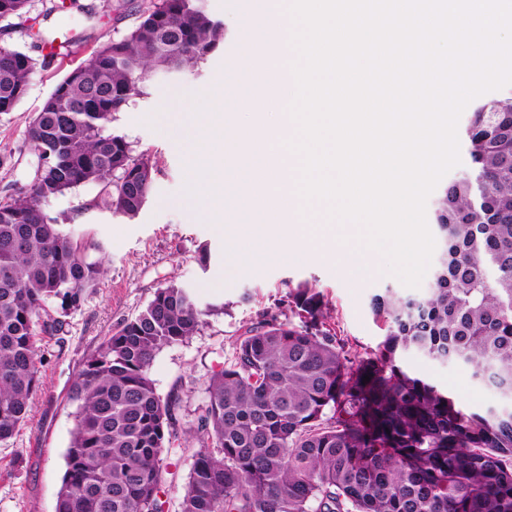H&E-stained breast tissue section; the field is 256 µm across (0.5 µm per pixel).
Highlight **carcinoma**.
Wrapping results in <instances>:
<instances>
[{
  "mask_svg": "<svg viewBox=\"0 0 512 512\" xmlns=\"http://www.w3.org/2000/svg\"><path fill=\"white\" fill-rule=\"evenodd\" d=\"M203 0H151L124 37L97 47L32 116V179L0 200V442L27 422L42 386L43 336L98 288L104 263L75 216L45 206L84 185V205L134 218L155 164L107 128L155 75L197 67L224 37ZM30 0H0V22L27 21ZM38 62L0 46V113L26 96ZM470 175L435 210L440 253L420 297L371 300L385 339L359 354L338 337L316 289L300 286L264 310L207 382L196 427L180 435V398H162L149 370L157 350L224 312L184 285L106 337L73 381L75 405L55 512H163L165 452L184 440L194 463L181 512H512V414L460 407L409 375L407 352L464 364L512 392V96L478 106L466 128ZM368 382H363L364 376Z\"/></svg>",
  "mask_w": 512,
  "mask_h": 512,
  "instance_id": "obj_1",
  "label": "carcinoma"
}]
</instances>
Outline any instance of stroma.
<instances>
[{"instance_id":"stroma-1","label":"stroma","mask_w":512,"mask_h":512,"mask_svg":"<svg viewBox=\"0 0 512 512\" xmlns=\"http://www.w3.org/2000/svg\"><path fill=\"white\" fill-rule=\"evenodd\" d=\"M143 0H64L51 10L50 0H31L27 27L0 24V45L19 48L38 62L28 93L13 112L0 114V198L12 186L33 176L36 157L25 141L30 118L38 112L55 84L72 68L86 62L102 43L124 37L137 23ZM209 13L224 24V41L196 74L155 78L145 97L119 113L112 131L125 135L138 151L155 161L152 192L133 219L89 207L96 186L78 187L53 199L50 215H74L77 233L98 241L106 274L95 293L66 318L63 343L46 337L40 342L45 357L43 384L33 401L30 419L9 440L0 442V512H55L65 471V453L74 424L69 389L86 358L118 325L142 311L155 290L177 281L201 303L221 304L224 314L188 340L163 346L156 354L150 377L160 396L181 399L180 428L196 425L195 409L207 398L206 381L233 359L237 338L260 310L276 309L280 299L301 285L319 291L331 308L330 324L358 352L376 348L383 332L371 311L373 295L384 289L403 291L395 276L381 274L354 281L340 272L332 257L310 259L290 254L253 269L227 274L224 239L187 186L194 175L189 147L176 141L180 112L196 110L202 92L223 75L239 52V28L244 0H205ZM67 21L76 40L62 53H49L45 39L55 36L59 21ZM207 264H200V255ZM251 302H242L244 293ZM408 373L448 390L464 409L481 411L497 405L496 389L479 384L471 369L441 364L413 353L403 356ZM166 464L175 473L164 484L167 512H180L183 486L193 465V451L173 447Z\"/></svg>"}]
</instances>
